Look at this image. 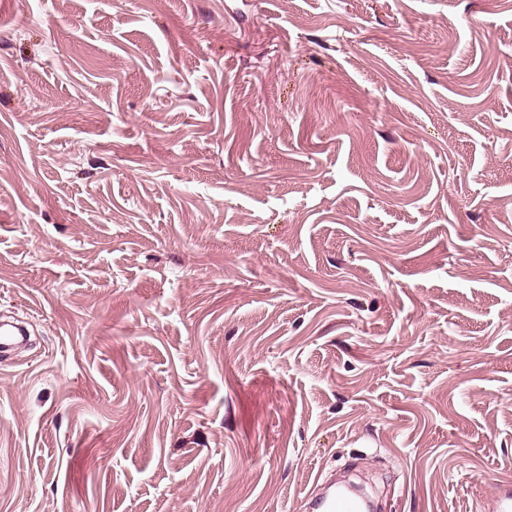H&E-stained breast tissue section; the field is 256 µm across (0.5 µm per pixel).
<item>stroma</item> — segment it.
<instances>
[{
  "instance_id": "obj_1",
  "label": "stroma",
  "mask_w": 512,
  "mask_h": 512,
  "mask_svg": "<svg viewBox=\"0 0 512 512\" xmlns=\"http://www.w3.org/2000/svg\"><path fill=\"white\" fill-rule=\"evenodd\" d=\"M0 512L512 492V0H0Z\"/></svg>"
}]
</instances>
